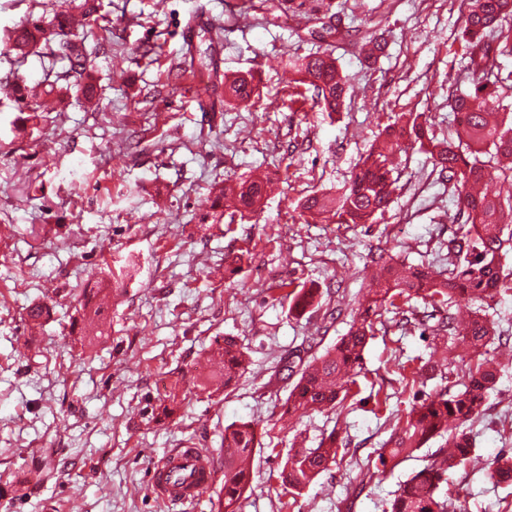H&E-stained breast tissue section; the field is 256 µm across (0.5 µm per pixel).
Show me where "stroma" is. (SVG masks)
I'll list each match as a JSON object with an SVG mask.
<instances>
[{"label":"stroma","mask_w":512,"mask_h":512,"mask_svg":"<svg viewBox=\"0 0 512 512\" xmlns=\"http://www.w3.org/2000/svg\"><path fill=\"white\" fill-rule=\"evenodd\" d=\"M59 0H0V42ZM105 29L89 66L95 103L58 96L49 109L0 91V512H214L216 491L193 507L161 502L149 475L171 448L222 454L226 426L253 421L259 443L239 512H385L418 463L362 473L414 392L464 382L470 357L449 351L446 380L411 383L430 340L383 314L370 340L356 403L341 415L281 420L289 385L281 358L315 336L334 345L369 286L373 254L441 270L456 227L448 185L428 156H397L399 186L376 223L306 222V196L341 186L395 115L425 113L451 132L448 87L463 71L464 0H100ZM214 18L219 40L195 16ZM386 48L366 62L363 43ZM209 52L219 75L253 72L259 99L245 108L194 95L177 74L187 47ZM330 54L349 80L341 112L321 111L311 87L292 83L288 60ZM61 47L0 55V88L64 81ZM269 176L260 209L232 225L203 223L208 188ZM247 261L214 276L224 254ZM315 290L317 309L295 314L279 288ZM51 316L30 331L25 316ZM338 315L329 321L326 308ZM502 333L488 347L500 371L482 413L467 422L475 452L512 454V293L491 301ZM247 348L249 370L228 394L208 396L203 353L224 337ZM387 395L379 403V395ZM338 429L343 461L295 495L280 472L294 436L314 447ZM30 485L17 482L19 471ZM455 512H512V482L469 465L449 472Z\"/></svg>","instance_id":"obj_1"}]
</instances>
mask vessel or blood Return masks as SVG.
<instances>
[{"label": "vessel or blood", "instance_id": "vessel-or-blood-1", "mask_svg": "<svg viewBox=\"0 0 512 512\" xmlns=\"http://www.w3.org/2000/svg\"><path fill=\"white\" fill-rule=\"evenodd\" d=\"M217 480L216 455L190 447L169 450L150 476L154 494L168 504L197 503Z\"/></svg>", "mask_w": 512, "mask_h": 512}]
</instances>
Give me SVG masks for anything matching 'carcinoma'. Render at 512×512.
<instances>
[{
  "label": "carcinoma",
  "instance_id": "carcinoma-1",
  "mask_svg": "<svg viewBox=\"0 0 512 512\" xmlns=\"http://www.w3.org/2000/svg\"><path fill=\"white\" fill-rule=\"evenodd\" d=\"M78 8L88 18L83 31L70 23L72 14L63 8L53 16L31 19L14 29L3 47L11 54L34 53L53 42L66 50L70 88L90 102L95 94L94 75L87 69L90 55L89 39L97 24L100 5L97 0H81ZM512 0H466L462 16V37L467 58L466 69L471 87L461 91L448 87V107L454 115V134L439 139L431 130L425 113L408 112L396 116L385 126L380 140L373 145L362 165L351 178L333 193L311 196L304 200L303 210L313 219L326 218L335 224H371L387 211L397 189L393 176V156L417 147L429 155L433 168L448 178V191L457 195L452 223L458 225L455 237L448 241V268L432 277L428 272L413 268L383 255L371 257L375 263L377 288L372 291L348 332L323 354L304 359L301 350L284 358L286 370L297 371L283 404L282 415L303 417L310 411L329 410L336 413L355 395L363 370V356L376 331L380 310L389 306L401 315L396 324L429 326L434 347L420 361L416 376L445 377L444 353L461 348L473 355L475 364L469 368L463 389L428 395L412 402L404 420L397 422L389 438L376 449L375 455L383 467L395 468L415 458V453L434 438L445 439L448 450L422 458L423 465L412 472L390 502L388 512H455L448 495L438 494L440 484L448 482V472L466 466L473 451L472 442L462 426L478 416L486 397L496 384L498 370L482 348L496 338L495 322L484 310L477 308L465 322L454 311L457 302H484L512 292V272L500 265L503 248V224L512 223V190L505 196L477 192L475 187L486 180L501 179L512 186V117L503 111L501 95L512 72L501 76V59L512 56ZM289 69L299 76V82L315 92L316 102L325 112H338L344 105L347 78L341 74L335 60L318 53L297 56ZM254 77L233 75L224 77V100L250 106L255 97ZM489 154L497 167L490 172L479 155ZM264 180L244 181L237 186H225L218 181L211 187L212 216L224 215V195L236 200L235 212L254 213L267 192ZM245 255L224 253V278L230 279L242 268ZM287 288L286 298L291 310L300 313L314 305L315 296L305 288ZM414 298L424 302V311L404 310L400 304ZM226 345L209 352L210 360L224 368V388L231 387L249 368L248 352L234 336L224 337ZM257 434L252 421H242L224 428V485L220 493V512H239L238 503L249 483L248 454L255 447ZM340 441L331 431L314 448H300L287 456L280 477L282 482L299 494L319 475L336 464ZM494 482L512 481V456L502 454L492 459L487 470Z\"/></svg>",
  "mask_w": 512,
  "mask_h": 512
}]
</instances>
